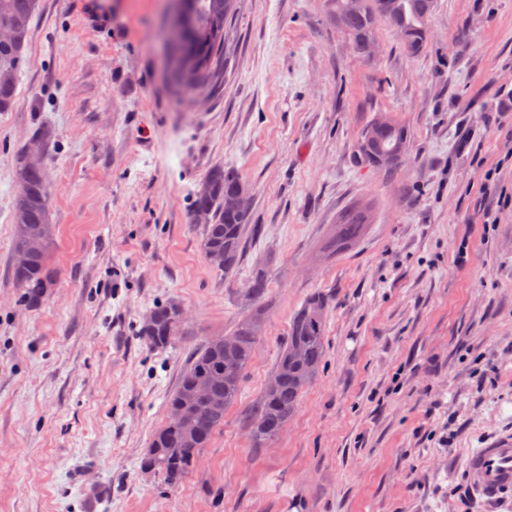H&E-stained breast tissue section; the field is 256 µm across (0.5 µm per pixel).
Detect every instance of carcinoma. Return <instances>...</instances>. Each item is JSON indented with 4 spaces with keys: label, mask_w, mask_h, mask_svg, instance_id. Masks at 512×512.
Returning a JSON list of instances; mask_svg holds the SVG:
<instances>
[{
    "label": "carcinoma",
    "mask_w": 512,
    "mask_h": 512,
    "mask_svg": "<svg viewBox=\"0 0 512 512\" xmlns=\"http://www.w3.org/2000/svg\"><path fill=\"white\" fill-rule=\"evenodd\" d=\"M188 40L179 50L178 67L171 77L177 90L202 95L218 81L224 63V26L233 17L236 0H190ZM434 0H328V11L341 23L356 54L365 57L363 47L374 41L380 21L400 30L402 47L410 55L425 47L427 20ZM35 0H0V28L9 31L0 40V112L16 105L17 76L23 63L29 24ZM409 131L390 112H379L361 133L359 151L372 167L391 170L407 155ZM15 178L18 202L13 214V246L29 234L43 236L45 248L25 272L12 269L23 288L20 302L35 306L45 299L46 282L55 274L50 256L55 247V225L51 224L50 192L45 179L44 160L31 161L26 151L17 153ZM244 183L233 170L216 165L198 183L190 211L206 216L201 225V249L211 268L228 274L241 260L245 233L258 230L252 210L227 205ZM374 220L372 206L352 203L338 215L336 224L318 246L326 259H338L352 252L368 233ZM268 274L258 269L242 295L254 309L236 323L232 332L216 344L212 336L192 349L180 373L177 386L167 399L168 409L181 413V420H166L150 442L141 466L175 488L194 467L215 432L224 425V415L236 402L246 371L264 336L265 315L260 303L268 292ZM330 296L309 294L288 326L276 363L259 400L243 415L244 428L256 448L276 440L298 411L304 392L317 380L326 362V312ZM176 301L158 302L149 311L136 335L152 350L163 351L184 339L186 320ZM198 384L209 385L206 397L195 393Z\"/></svg>",
    "instance_id": "obj_1"
}]
</instances>
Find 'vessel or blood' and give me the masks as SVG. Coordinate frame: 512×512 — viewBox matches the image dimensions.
Instances as JSON below:
<instances>
[{
    "mask_svg": "<svg viewBox=\"0 0 512 512\" xmlns=\"http://www.w3.org/2000/svg\"><path fill=\"white\" fill-rule=\"evenodd\" d=\"M473 489L489 500L512 495V433L473 449L466 461Z\"/></svg>",
    "mask_w": 512,
    "mask_h": 512,
    "instance_id": "1",
    "label": "vessel or blood"
}]
</instances>
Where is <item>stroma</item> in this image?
Returning <instances> with one entry per match:
<instances>
[{
    "instance_id": "obj_1",
    "label": "stroma",
    "mask_w": 512,
    "mask_h": 512,
    "mask_svg": "<svg viewBox=\"0 0 512 512\" xmlns=\"http://www.w3.org/2000/svg\"><path fill=\"white\" fill-rule=\"evenodd\" d=\"M166 0H37L17 103L0 112V512H512L465 480L471 449L512 432V0H436L422 53L379 24L357 56L327 0H237L212 93L167 83ZM406 159L358 153L377 112ZM41 141L57 275L20 305L14 160ZM248 187L258 234L216 274L190 218L213 166ZM492 180H485V172ZM374 203L360 246L315 261L348 203ZM497 221L485 223V213ZM269 274L265 334L237 404L174 489L141 460L192 347L246 313ZM333 299L327 360L278 439L243 412L305 296ZM187 311L182 344L135 328ZM409 149L407 126L390 112H378L361 133L359 151L372 167L390 171ZM182 306L176 301L158 302L149 311L136 336L149 349L163 351L184 339L186 320Z\"/></svg>"
}]
</instances>
